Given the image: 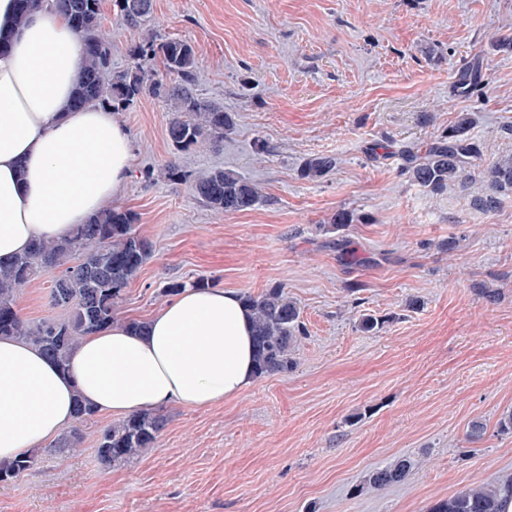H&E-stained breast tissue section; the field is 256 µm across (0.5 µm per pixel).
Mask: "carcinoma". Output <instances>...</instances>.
Returning a JSON list of instances; mask_svg holds the SVG:
<instances>
[{"label":"carcinoma","instance_id":"carcinoma-1","mask_svg":"<svg viewBox=\"0 0 512 512\" xmlns=\"http://www.w3.org/2000/svg\"><path fill=\"white\" fill-rule=\"evenodd\" d=\"M83 45L84 61L75 87L73 105H100L123 111L145 96L161 98L168 106L166 135L173 154L197 145H216L236 126V114L201 94L199 61L187 40L163 39L151 28L153 0H113L116 15L143 37L130 50V65L112 69L111 47L102 30L101 0H59ZM484 81L477 65L464 68L455 89L469 95ZM473 124L468 113L458 116L424 152L408 151L402 172L433 194L448 186L478 182L481 192L474 203L484 212L496 209L499 196L512 194V156H502L477 172L479 146L467 137ZM336 166L332 156L304 161L301 176L319 179ZM170 180L190 182L197 197L217 212H238L263 200L258 184L232 170L214 169L193 176L177 163L164 167ZM136 215L108 208L77 225L54 241H36L12 263L0 265V336H10L39 348L59 368L66 369L71 350L79 340L112 326L118 300L137 276L151 253V243L134 230ZM61 270L53 280L50 302L67 311L62 318L28 322L19 315L17 300L41 272ZM242 300L253 321L256 375L286 374L295 366L293 352L304 335L300 308L280 285ZM96 414L81 396L74 403L76 426L53 445L57 452H77L83 435L79 425ZM165 426L153 410L132 414L105 427L97 436V456L105 464L129 460L149 448ZM41 452L32 449L0 462V483H8L33 469ZM415 461L407 456L394 466L369 475V485L380 488L404 481ZM512 497V484L484 483L462 490L436 503L430 512H501V502Z\"/></svg>","mask_w":512,"mask_h":512}]
</instances>
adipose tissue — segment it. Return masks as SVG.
<instances>
[{"mask_svg":"<svg viewBox=\"0 0 512 512\" xmlns=\"http://www.w3.org/2000/svg\"><path fill=\"white\" fill-rule=\"evenodd\" d=\"M0 0V264L37 238L67 236L119 197L132 135L111 109L73 108L83 48L58 0L18 23ZM252 324L236 292L184 288L131 331L125 320L83 337L67 370L0 338V460L55 439L75 395L121 419L176 404L209 408L255 380Z\"/></svg>","mask_w":512,"mask_h":512,"instance_id":"1","label":"adipose tissue"}]
</instances>
